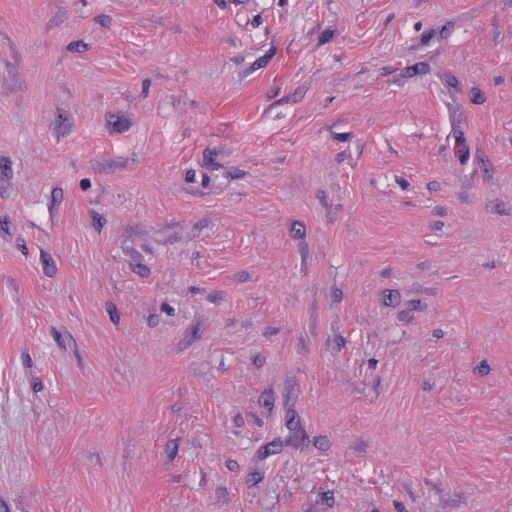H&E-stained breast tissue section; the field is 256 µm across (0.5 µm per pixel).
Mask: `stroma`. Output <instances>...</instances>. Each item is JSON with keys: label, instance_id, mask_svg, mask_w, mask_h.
Here are the masks:
<instances>
[{"label": "stroma", "instance_id": "35a3bbf8", "mask_svg": "<svg viewBox=\"0 0 512 512\" xmlns=\"http://www.w3.org/2000/svg\"><path fill=\"white\" fill-rule=\"evenodd\" d=\"M0 512H512V0H0Z\"/></svg>", "mask_w": 512, "mask_h": 512}]
</instances>
